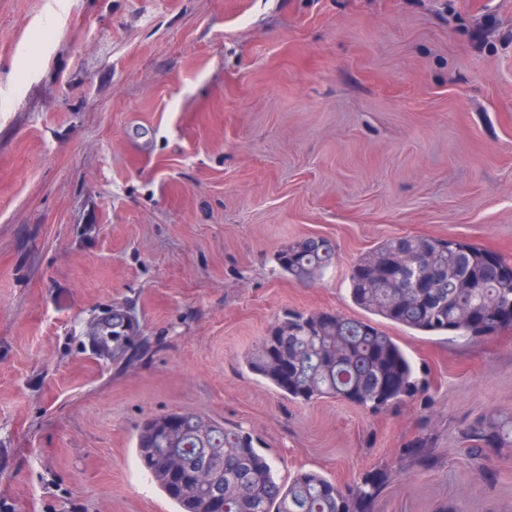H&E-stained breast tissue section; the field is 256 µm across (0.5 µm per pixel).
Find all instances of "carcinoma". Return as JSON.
I'll return each instance as SVG.
<instances>
[{
    "label": "carcinoma",
    "instance_id": "obj_1",
    "mask_svg": "<svg viewBox=\"0 0 512 512\" xmlns=\"http://www.w3.org/2000/svg\"><path fill=\"white\" fill-rule=\"evenodd\" d=\"M327 239L284 246L280 270L310 282L335 264ZM488 251L466 242L428 237L387 239L352 266V303L385 322L430 335L470 339L512 331V276L486 263ZM468 279L472 287H460ZM128 319L112 315V354L130 348ZM249 370L289 399L313 403L346 400L372 413L418 400L428 406V372L418 373L402 347L378 322L326 311H288L246 359ZM179 422L171 436L167 428ZM420 433L398 461L428 447ZM462 443L474 459L487 447L512 448V416L472 421ZM136 454L151 481L177 512H205L212 498L224 512H358L381 493L377 477L366 475L341 487L313 471L280 480L272 460L253 435L238 425L208 422L191 412L156 415L140 428Z\"/></svg>",
    "mask_w": 512,
    "mask_h": 512
}]
</instances>
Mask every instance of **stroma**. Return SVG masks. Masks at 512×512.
Returning <instances> with one entry per match:
<instances>
[{
  "mask_svg": "<svg viewBox=\"0 0 512 512\" xmlns=\"http://www.w3.org/2000/svg\"><path fill=\"white\" fill-rule=\"evenodd\" d=\"M0 512H175L136 457L189 411L279 479H385L365 512H512L459 441L512 413V332L382 323L433 403L289 400L246 358L288 309L362 317L353 262L398 236L512 261V0H0ZM328 238L303 284L276 253ZM136 347L99 356L104 314ZM427 426L426 461L395 474Z\"/></svg>",
  "mask_w": 512,
  "mask_h": 512,
  "instance_id": "obj_1",
  "label": "stroma"
}]
</instances>
